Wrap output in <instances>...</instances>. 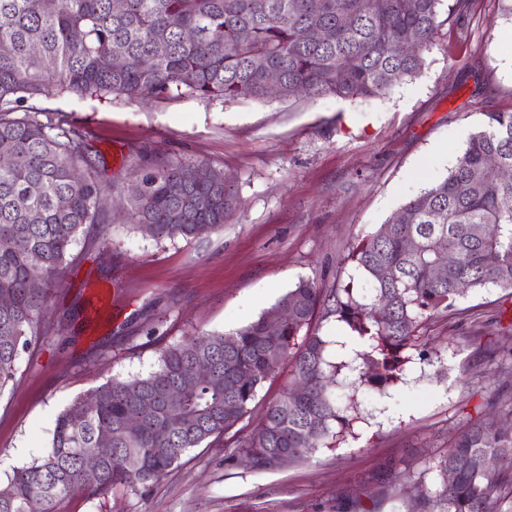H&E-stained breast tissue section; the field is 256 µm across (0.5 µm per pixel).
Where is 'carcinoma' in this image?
<instances>
[{
	"instance_id": "1",
	"label": "carcinoma",
	"mask_w": 512,
	"mask_h": 512,
	"mask_svg": "<svg viewBox=\"0 0 512 512\" xmlns=\"http://www.w3.org/2000/svg\"><path fill=\"white\" fill-rule=\"evenodd\" d=\"M443 0H0V393L16 376L23 349L38 345L62 323L44 313L76 246L102 245L90 235L109 224L112 188L85 135L35 102L50 96L98 98L182 95L200 99L264 100L261 57L281 78L284 98L333 95L371 98L416 76L440 26ZM332 32L314 41L308 31ZM469 135L448 175L407 202L353 248L348 259L371 284L358 295L351 284L323 294L301 280L257 320L229 334L190 336L164 348L145 377L114 379L73 400L57 418L39 458L16 469L0 496V512H31L83 494L102 498L122 485L146 489L195 448L219 440L243 450L255 467L276 458L304 461L332 448L353 429L332 398L343 378L382 390L395 383L413 357L437 350L421 341L427 320L454 310L467 293L512 288V182L495 179L488 162L512 167V112H488ZM206 163L142 160L130 192L127 221L156 241L195 238L223 227L237 204L224 171L197 178ZM414 241L413 249L406 247ZM448 266H433L443 252ZM385 304L384 321L373 307ZM345 324L362 348L331 361L332 341L312 327L316 310ZM288 314L277 332L266 318ZM290 361L293 384L308 387L298 399L285 390L269 403L260 426L242 434L238 424L259 392ZM204 367L208 374L197 377ZM191 385L177 405L168 391ZM497 402L448 440L428 471L431 483H413V512H497L512 500V429L499 425ZM137 418L138 428L127 421ZM112 454L94 470L85 457L100 435ZM453 479H448V473Z\"/></svg>"
}]
</instances>
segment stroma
<instances>
[{
  "mask_svg": "<svg viewBox=\"0 0 512 512\" xmlns=\"http://www.w3.org/2000/svg\"><path fill=\"white\" fill-rule=\"evenodd\" d=\"M418 76L369 100L333 96L206 101L53 96L40 106L79 128L104 161L106 246L72 264L47 309L76 326L20 351L0 393V489L47 449L58 415L111 379L158 367L163 348L256 320L302 279L369 291L348 260L409 200L447 176L489 112H512V0H470L441 26ZM223 169L238 204L221 230L157 242L122 219L142 157ZM440 356L409 364L384 392L358 389L357 423L310 459L252 468L216 444L189 452L144 490L77 494L55 512H408L412 480L446 452L483 404L512 403V355L487 348L512 335V289L468 293L431 321ZM401 472L397 484L387 471Z\"/></svg>",
  "mask_w": 512,
  "mask_h": 512,
  "instance_id": "35a3bbf8",
  "label": "stroma"
}]
</instances>
